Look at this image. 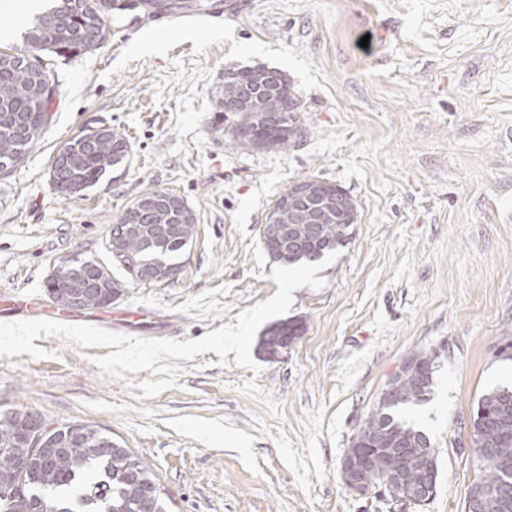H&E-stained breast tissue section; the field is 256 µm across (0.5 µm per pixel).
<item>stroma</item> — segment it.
<instances>
[{
    "label": "stroma",
    "mask_w": 512,
    "mask_h": 512,
    "mask_svg": "<svg viewBox=\"0 0 512 512\" xmlns=\"http://www.w3.org/2000/svg\"><path fill=\"white\" fill-rule=\"evenodd\" d=\"M43 59L52 121L0 175V322L15 319L10 294L54 312L46 281L78 258L122 287L93 318L143 309L198 339L277 292L260 232L290 184L340 185L358 221L324 286L294 291L288 316L306 330L279 359L256 346L249 367L173 359L176 388L145 398L151 371L112 377L95 364L107 348L42 336L44 357L0 356V412L95 425L152 469L169 512H466L481 473L471 415L512 386V361L495 356L512 326V0H184L95 52ZM237 66L287 76L305 129L294 148L227 146L214 102ZM103 124L129 140V162L61 197L54 155ZM151 189L182 196L198 225L176 277L144 284L107 238ZM431 350L434 392L403 415L438 451L434 496L354 494L346 448L402 360Z\"/></svg>",
    "instance_id": "35a3bbf8"
}]
</instances>
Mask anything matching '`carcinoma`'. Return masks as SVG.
Segmentation results:
<instances>
[{
  "label": "carcinoma",
  "mask_w": 512,
  "mask_h": 512,
  "mask_svg": "<svg viewBox=\"0 0 512 512\" xmlns=\"http://www.w3.org/2000/svg\"><path fill=\"white\" fill-rule=\"evenodd\" d=\"M66 15L65 23L53 28L46 18L53 13ZM109 36L108 14L100 10L97 0H54L25 32L31 55L16 58L0 51V168H15L25 161L52 120L51 105L56 87L35 84L34 63L47 70L52 67L38 57L47 51L58 56L94 52ZM87 141L68 170L50 179L63 197L71 193L62 189L68 182H78L89 188L116 165L128 160L131 149L121 134L107 130L101 134L85 133ZM166 219L145 209L138 218L125 209L109 230L112 257L131 256L138 266L153 269L159 262L173 263L175 255L194 238L197 218L174 225L166 233ZM352 240L351 225L321 224L316 234H310L290 248L286 266L315 263ZM97 262L82 264L74 261L63 266L66 277L46 281V295L53 298L62 292L83 296L85 308L99 309L112 305L111 297L121 292V285L112 281L106 290L94 288ZM286 322L278 331H265L259 346L267 355L278 352L286 341ZM435 369L419 363L412 373L396 377L387 385L397 390L387 402L377 401L351 438L353 448H400L391 461L379 452L375 456L378 470L391 464L407 470L413 457L428 459L438 465V452L426 434L402 417V411L426 402L433 390ZM23 413L16 411L0 415V491L8 489V500L0 499V512H144L146 492L154 491L152 512H167L165 491L161 489L151 469L138 457L98 428L81 422L90 433L83 441H75L54 452L42 463L27 467L25 462L33 451L23 433ZM512 427V389L496 387L487 390L478 400L471 417L472 446L481 462V474L469 490L480 491V512H512V435L501 432L497 425Z\"/></svg>",
  "instance_id": "1"
}]
</instances>
